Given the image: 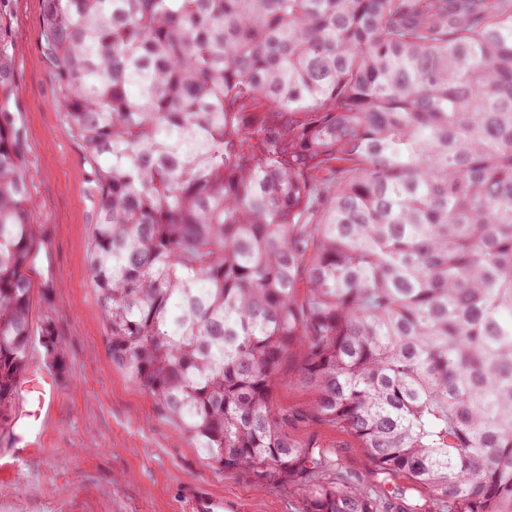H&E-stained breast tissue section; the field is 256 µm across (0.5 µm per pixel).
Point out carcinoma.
Segmentation results:
<instances>
[{
	"instance_id": "cac0c4a2",
	"label": "carcinoma",
	"mask_w": 512,
	"mask_h": 512,
	"mask_svg": "<svg viewBox=\"0 0 512 512\" xmlns=\"http://www.w3.org/2000/svg\"><path fill=\"white\" fill-rule=\"evenodd\" d=\"M98 188L108 352L216 470L302 512H418L324 480L311 417L444 512H512V0H41ZM0 2V431L32 340L31 199ZM298 363V357H292L286 362L285 369L288 371L286 380L275 394V404L280 409L281 415L284 417L288 414L286 426L288 433L301 443L313 441L324 448H329L338 459L339 469L343 473L356 477L363 486L382 485L392 492L404 487L406 502L422 505L427 501L429 505V496L425 488L413 486L402 477L381 475L369 460L364 448H360L359 443L349 434L325 424L294 419V413L299 409L308 408L314 399L313 393L295 380Z\"/></svg>"
}]
</instances>
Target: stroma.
I'll use <instances>...</instances> for the list:
<instances>
[{"label": "stroma", "instance_id": "stroma-1", "mask_svg": "<svg viewBox=\"0 0 512 512\" xmlns=\"http://www.w3.org/2000/svg\"><path fill=\"white\" fill-rule=\"evenodd\" d=\"M22 173L32 199L34 261L33 339L28 361L59 378L54 410L33 427L39 445L18 473L0 478V512H187L193 483L240 504V512H301L300 494L271 484L258 488L239 470L216 471L164 418L154 397L134 384L108 354L102 311L88 281V253L97 220L96 187L81 140L57 104L52 71L41 52V0H9ZM50 325L55 350L41 341ZM290 358L275 404L287 415L297 441L329 448L342 472L366 487L405 489L406 500L423 504L425 488L381 475L349 434L296 420L314 399L295 380Z\"/></svg>", "mask_w": 512, "mask_h": 512}]
</instances>
